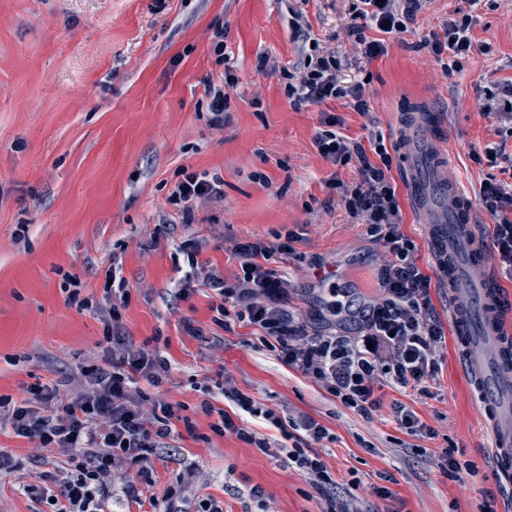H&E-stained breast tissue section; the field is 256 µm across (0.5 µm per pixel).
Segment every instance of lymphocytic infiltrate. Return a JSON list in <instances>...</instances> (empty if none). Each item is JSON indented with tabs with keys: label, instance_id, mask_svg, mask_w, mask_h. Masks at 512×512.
I'll list each match as a JSON object with an SVG mask.
<instances>
[{
	"label": "lymphocytic infiltrate",
	"instance_id": "obj_1",
	"mask_svg": "<svg viewBox=\"0 0 512 512\" xmlns=\"http://www.w3.org/2000/svg\"><path fill=\"white\" fill-rule=\"evenodd\" d=\"M426 0H360L356 8L359 25L349 35L366 59L386 51L383 41L367 39L365 28L405 31L408 21L420 12ZM471 15L448 20L443 33L431 42L435 56H447L445 72H461L474 43ZM335 55L318 58L315 66L296 71L286 85L294 108L319 105L329 99L352 98L359 112H366L364 86L338 84ZM342 120L328 113L314 136L319 155L332 165H355L359 179L327 183L332 195L355 223L385 255L378 297L355 305L343 299L326 303L319 313L324 327L311 332L310 322L288 306V282L270 267L272 258L294 252L299 235L287 231L276 241L257 240L238 244L239 271L226 280L217 267L199 263L200 244L184 240L175 249L183 276L179 294L203 286L213 290L214 324L231 331L233 322L252 327L283 365L301 371L346 408L369 417L381 406L379 392L392 386L428 393L440 369L439 346L444 327L430 297L431 278L418 263V248L401 229L402 212L398 186L391 176L393 157L383 135L370 134L361 142L341 135ZM220 179L189 173L168 198L183 223L194 221L197 202L220 197ZM494 224L490 232L492 253L512 271V191L504 180L489 177L476 198ZM104 296L100 301L84 297L80 281L63 274L62 287L68 301L93 311L105 325V346L98 361L81 373L78 389L61 392L58 386L35 382L22 401L0 395V421L21 438L56 449L66 456L62 475L44 474L43 484L24 487L23 492L42 512H110L112 497L141 503L145 485L151 484L154 459L160 449L170 447L180 420V405L170 403L147 387H159L171 370L169 360L137 346L122 330L121 303L129 289L121 269L108 268ZM234 411H215L202 402L205 413H217L212 429L218 435L232 434L271 454L266 437L248 429L244 416L264 420L269 428L287 433L292 420L262 407L252 396L237 389H222ZM289 466L311 476L315 485L328 490L325 512H337L336 481L319 458L301 446L286 453Z\"/></svg>",
	"mask_w": 512,
	"mask_h": 512
}]
</instances>
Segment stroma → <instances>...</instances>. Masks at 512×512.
<instances>
[{
    "label": "stroma",
    "mask_w": 512,
    "mask_h": 512,
    "mask_svg": "<svg viewBox=\"0 0 512 512\" xmlns=\"http://www.w3.org/2000/svg\"><path fill=\"white\" fill-rule=\"evenodd\" d=\"M357 0H0V395L24 398L34 380H73L99 354L104 324L69 304L62 272L101 299L105 271L118 262L129 283L122 307L126 336L159 351L172 369L159 388L185 405L196 426L171 453L154 460L157 499L172 495L180 512L201 499L224 512H323V491L308 475L236 436L210 429L200 404L208 388L227 381L278 414L307 415L328 438L308 441L336 481L348 512H506L491 438L478 391L470 385L450 319L447 287L435 276L425 217L407 194L418 175L414 156L393 164L400 187L402 229L433 277L431 299L445 331L442 369L431 394L385 387L382 405L365 417L345 408L300 371L279 363L247 326L226 332L211 321L215 294L197 288L176 295L172 253L181 241L203 243L198 259L225 278L239 270L234 247L300 233L290 258L277 262L290 280V307L307 316L327 300L331 269L344 288L376 298L384 254L339 204H328L331 178L351 183L354 165L332 166L313 138L323 113L343 121L353 139L379 132L394 140L402 114L432 112L450 161L469 196L490 168L471 154L487 144L512 165V119L501 114L499 88L512 81V0H428L404 32L385 36L386 52L363 58L348 36ZM470 9L477 44L450 75L423 44L457 9ZM302 13L310 37L294 40L289 21ZM223 53H216V43ZM334 54L340 85H365L368 114L351 99L295 109L280 69ZM268 60L271 69L259 68ZM229 98L223 126H214L206 82ZM186 172L216 174L224 195L199 202L183 224L168 202ZM200 335H190L186 320ZM402 402L431 426L414 437L393 418ZM457 449L473 474L457 481L438 465L441 449ZM0 452L17 468L0 475V512H32L23 484L65 462L54 450L0 429ZM44 453L43 467L31 458ZM260 486L263 501L250 499ZM391 491L378 498L374 487Z\"/></svg>",
    "instance_id": "35a3bbf8"
}]
</instances>
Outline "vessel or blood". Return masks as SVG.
<instances>
[{"instance_id":"obj_1","label":"vessel or blood","mask_w":512,"mask_h":512,"mask_svg":"<svg viewBox=\"0 0 512 512\" xmlns=\"http://www.w3.org/2000/svg\"><path fill=\"white\" fill-rule=\"evenodd\" d=\"M414 123L430 131L419 153L432 172V182L409 181L408 191L418 203L430 188L447 204L446 216L430 225L431 249L449 296L460 299L454 307L457 338L471 384L488 396L485 415L493 464L512 495V326L500 316L496 280L486 267L479 231L470 220L473 201L452 172L448 145L432 133L431 114L415 113Z\"/></svg>"}]
</instances>
